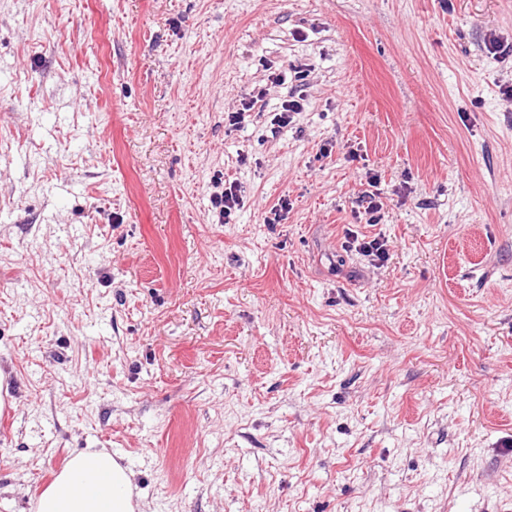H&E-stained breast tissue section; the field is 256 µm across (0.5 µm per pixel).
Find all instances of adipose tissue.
Segmentation results:
<instances>
[{
    "instance_id": "obj_1",
    "label": "adipose tissue",
    "mask_w": 512,
    "mask_h": 512,
    "mask_svg": "<svg viewBox=\"0 0 512 512\" xmlns=\"http://www.w3.org/2000/svg\"><path fill=\"white\" fill-rule=\"evenodd\" d=\"M132 478L110 453L83 451L40 493L36 512H136Z\"/></svg>"
}]
</instances>
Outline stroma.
Instances as JSON below:
<instances>
[{"instance_id": "obj_1", "label": "stroma", "mask_w": 512, "mask_h": 512, "mask_svg": "<svg viewBox=\"0 0 512 512\" xmlns=\"http://www.w3.org/2000/svg\"><path fill=\"white\" fill-rule=\"evenodd\" d=\"M508 85L512 0H0V503L512 512ZM295 96H291V99L285 101V104H282L281 110L279 112L273 113L270 119V124L274 129V132H279L284 128H287L294 122L295 115L300 114L304 110L305 99L303 96H298L297 99H294ZM212 204L220 223H230L231 216L239 208L241 197L240 187L237 182L224 179L223 174L214 176ZM344 246L350 250L355 249L363 256L373 257V261L383 262L387 258L385 241L376 237L373 239H366L365 237L359 239L358 235L351 236V238L348 237ZM123 467L119 457L104 450L83 451L40 493L35 511L147 512L144 504H134L133 473Z\"/></svg>"}]
</instances>
